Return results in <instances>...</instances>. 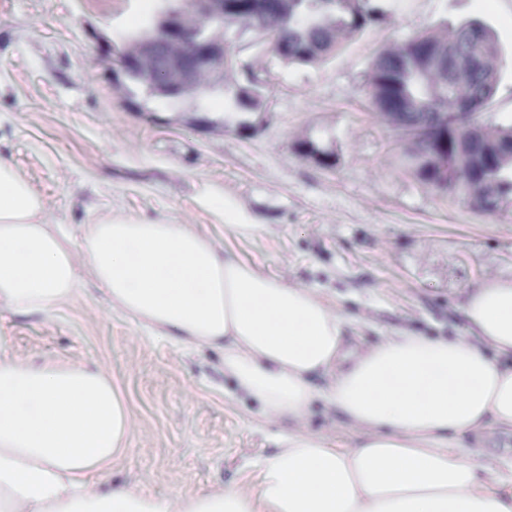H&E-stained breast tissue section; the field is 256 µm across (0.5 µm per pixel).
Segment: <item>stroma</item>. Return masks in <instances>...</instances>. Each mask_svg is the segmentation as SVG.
<instances>
[{"label": "stroma", "mask_w": 512, "mask_h": 512, "mask_svg": "<svg viewBox=\"0 0 512 512\" xmlns=\"http://www.w3.org/2000/svg\"><path fill=\"white\" fill-rule=\"evenodd\" d=\"M385 13L334 56L310 65L224 37L265 86L261 112L218 110L223 84L176 101L117 91L100 42L144 29L140 0H0V158L44 200L46 220L73 230L90 208L170 216L218 249L284 282L318 289L347 318L349 336L375 342L412 328L458 336L459 308L485 280L512 277V212L489 216L419 183L404 142L374 112L366 81L384 47L481 20L496 36L498 87L485 117L512 121V0H380ZM330 153L323 167L301 142ZM232 199L261 230L242 238L212 212ZM15 359L102 364L129 406V452L112 483L165 497L241 477L269 454L277 426L234 397L214 351L151 337L107 313L102 295L49 318L0 313Z\"/></svg>", "instance_id": "obj_1"}]
</instances>
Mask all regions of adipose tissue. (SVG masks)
Listing matches in <instances>:
<instances>
[{"instance_id": "ef3b65f1", "label": "adipose tissue", "mask_w": 512, "mask_h": 512, "mask_svg": "<svg viewBox=\"0 0 512 512\" xmlns=\"http://www.w3.org/2000/svg\"><path fill=\"white\" fill-rule=\"evenodd\" d=\"M74 236L0 160V311L48 317L86 283L108 311L158 339L223 357L237 393L280 426L249 478L165 498L108 487L134 423L99 367L8 357L0 336V512H512V278L463 306V336H346L314 288L218 250L190 225L111 206ZM356 432L334 447L307 420L315 401ZM466 436V447L450 439Z\"/></svg>"}]
</instances>
